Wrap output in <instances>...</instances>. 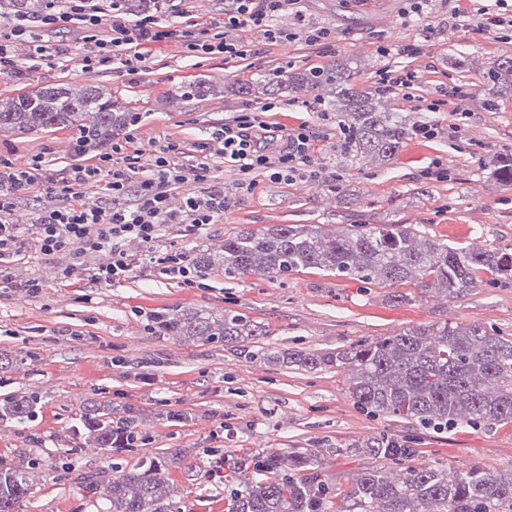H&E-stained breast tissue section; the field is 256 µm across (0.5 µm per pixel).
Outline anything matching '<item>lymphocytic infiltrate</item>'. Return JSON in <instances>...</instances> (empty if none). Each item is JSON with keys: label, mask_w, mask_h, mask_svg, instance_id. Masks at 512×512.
Wrapping results in <instances>:
<instances>
[{"label": "lymphocytic infiltrate", "mask_w": 512, "mask_h": 512, "mask_svg": "<svg viewBox=\"0 0 512 512\" xmlns=\"http://www.w3.org/2000/svg\"><path fill=\"white\" fill-rule=\"evenodd\" d=\"M57 0H47L40 18L52 26L72 20L80 25L83 52L77 59L81 71L90 73L102 66L129 75L143 70L146 62L140 47L167 38L158 25L166 0H155L154 11L130 20L123 0H110L107 9H98L92 0H68V12H58ZM221 27L204 31L202 37L186 39L187 56L221 54L225 58H245L251 48L237 32L250 27L262 32L272 43H288L304 38L309 45L326 40L329 31L306 24L302 13L294 12L298 0H228ZM293 12V26L279 24L286 12ZM29 44L32 56L46 59L61 55L60 47L27 25L24 16L0 22V72L20 75L14 59L16 43ZM312 136L306 126L279 135L277 127L262 119L260 113L243 112L230 123L214 129L202 143L203 156L191 165L180 164L174 146L156 151L148 164H141L142 150L135 138L113 146L102 155L99 164L73 169L62 181L46 180L42 190L43 207L34 223L19 224L13 219L18 200L36 182L40 157L26 164L10 163L0 167V286L17 288L35 297L42 293L39 278H18L14 258L25 252L40 256L70 255L72 261L61 271L66 280L91 279L109 284L128 276L135 261L124 251L129 238L151 243L164 225L213 224L224 214V188L213 174V161H223L237 171L238 188L249 189L258 174L278 181L303 176L310 161ZM187 187L181 213L168 205L170 192ZM106 251L107 264L83 267L82 257Z\"/></svg>", "instance_id": "f902f5d3"}]
</instances>
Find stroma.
Instances as JSON below:
<instances>
[{"instance_id":"stroma-1","label":"stroma","mask_w":512,"mask_h":512,"mask_svg":"<svg viewBox=\"0 0 512 512\" xmlns=\"http://www.w3.org/2000/svg\"><path fill=\"white\" fill-rule=\"evenodd\" d=\"M170 5L159 24L173 36L148 45L147 66L138 74L81 72L73 64L82 51L79 28L68 22L43 32L65 47V58L34 61L28 45L17 46L22 74H0V98L52 83L105 86L113 100L141 117L127 134L115 137V144L132 135L150 154L172 143L186 165L200 159V145L213 128L232 122L243 109L271 104L275 110L267 121L285 130L304 124L311 131L310 171L290 182L260 174L246 191L237 188L235 172L216 164L226 194L223 218L199 229L165 225L150 244L124 241L135 266L112 284L60 281V270L70 261L66 255L19 260L18 276L46 284L36 297L0 288V353L18 359L0 374V400L21 392L41 397L34 421L0 423V462L38 464L29 475L32 493L19 512H104L102 486L117 472L152 459L165 461L167 490L184 503V512H224V487L207 478L213 453L240 456L266 448L316 456L320 480L334 491L324 512H355L348 491L367 469L383 465L356 447L380 437L413 449L405 461L409 467L512 471V422L436 433L406 419L362 412L349 393L345 369L253 361L236 344L163 336L149 328L153 315L184 306L245 314L263 326L265 334L256 344L270 351L336 353L358 341L443 323L474 322L512 339V280L492 278L487 271L481 274L482 288L450 299L435 284L367 285L317 269L284 280L253 274L229 279L215 271L201 285L190 286L167 273L163 263L176 251L218 252L225 237L240 228L272 224L339 229L364 222L403 224L419 242L438 239L512 253V185L486 176L493 156L512 153V97L500 99L496 111L484 107L490 94L487 73L512 57V36L481 30L469 14V0H436L416 21L402 19L404 0H300L307 21L329 30L325 44L298 39L281 45L247 29L242 36L252 45L251 55L189 58L181 35L222 22L224 0H192L185 13L179 0ZM455 11L461 19L452 27L448 21ZM412 42L422 44L421 56L380 51L387 44ZM343 57L356 63L355 83L361 89L374 86L387 68L418 72L410 99L397 95L392 105L437 127V137H409L393 159L378 165L344 145L343 118L332 94H309L284 112L276 109L280 97L272 95L188 101L179 95L180 87L199 76L253 84L285 65L305 70ZM453 91L462 96L460 112L418 107L419 99ZM453 124L461 126L460 136H449ZM74 137V131L56 129L2 133L0 161L19 165L38 154L43 176L66 177L100 158L96 152L75 156ZM436 165L447 169V179L427 177ZM396 292L411 294L412 302H390L389 294ZM87 400L111 403L116 410L125 404L138 408L139 437L132 447L104 450L88 440L75 443Z\"/></svg>"}]
</instances>
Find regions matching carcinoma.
I'll use <instances>...</instances> for the list:
<instances>
[{
	"mask_svg": "<svg viewBox=\"0 0 512 512\" xmlns=\"http://www.w3.org/2000/svg\"><path fill=\"white\" fill-rule=\"evenodd\" d=\"M14 13L31 16L44 11L45 0H11ZM355 67L338 60L328 68L293 72L285 67L265 81L272 91L295 100L329 86L336 107L348 120L353 148L362 158L389 161L417 122L389 106L391 94L377 85L358 91ZM490 81L512 93V58L500 60ZM187 96L216 97V84L199 81ZM139 122L112 102L98 85L42 87L0 100V133L29 134L50 128L78 131L73 145L84 156L112 142L114 133ZM489 178L512 185V153L496 156ZM200 274L222 269L227 278L257 274L285 279L302 269L316 268L367 284H395L433 276L448 298H458L482 286L479 273L487 270L512 279V255L474 250L427 239L417 245L403 224H380L365 230L336 232L318 224H273L244 228L224 239L223 252L198 254ZM154 328L171 336L200 342L239 343L262 335L261 326L234 311L221 314L193 307L173 309L153 317ZM276 359L309 369L336 366L350 372L349 392L360 408L446 430L512 421V340L479 324H432L395 336L360 341L331 355L288 351ZM40 399L19 393L0 403V420L26 423L35 417ZM112 405H83L78 439L101 448L114 447L117 437L133 442L137 410L123 408L112 418ZM364 454L400 461L410 449L381 438L360 446ZM252 467L251 480H235L242 466ZM319 461L298 452L251 453L243 458L225 455L224 484L230 486L226 512H324L329 487L317 480ZM165 463L150 461L123 471L107 487L105 512H182L180 502L166 491ZM29 468L0 463V512H17L30 494ZM347 497L360 512H512V472L480 468L453 472L438 466L407 467L396 477L371 468Z\"/></svg>",
	"mask_w": 512,
	"mask_h": 512,
	"instance_id": "cac0c4a2",
	"label": "carcinoma"
}]
</instances>
